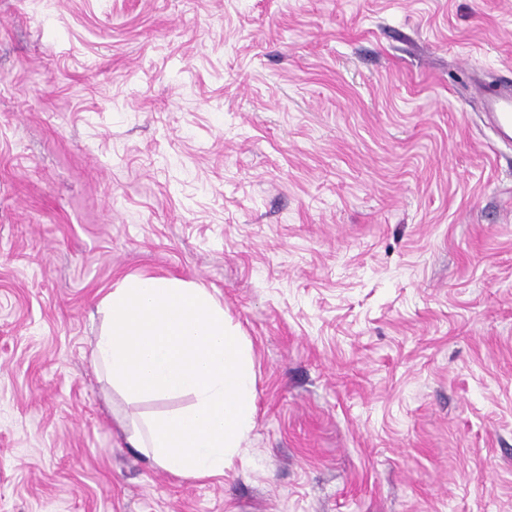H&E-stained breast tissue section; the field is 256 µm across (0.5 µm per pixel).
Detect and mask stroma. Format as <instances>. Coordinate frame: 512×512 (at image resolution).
I'll use <instances>...</instances> for the list:
<instances>
[{
    "label": "stroma",
    "instance_id": "stroma-1",
    "mask_svg": "<svg viewBox=\"0 0 512 512\" xmlns=\"http://www.w3.org/2000/svg\"><path fill=\"white\" fill-rule=\"evenodd\" d=\"M512 0H0V512H512ZM206 288L254 424L170 474L95 368ZM474 94L481 100L488 122L499 138L512 140V87L505 86L494 94H486L484 84L472 82Z\"/></svg>",
    "mask_w": 512,
    "mask_h": 512
}]
</instances>
